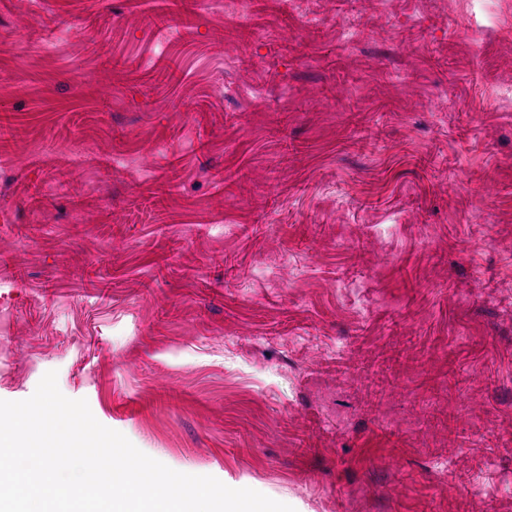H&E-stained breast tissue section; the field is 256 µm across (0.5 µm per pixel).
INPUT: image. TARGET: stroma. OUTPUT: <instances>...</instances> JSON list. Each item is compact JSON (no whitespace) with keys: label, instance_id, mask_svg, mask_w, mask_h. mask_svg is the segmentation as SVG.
Listing matches in <instances>:
<instances>
[{"label":"stroma","instance_id":"obj_1","mask_svg":"<svg viewBox=\"0 0 512 512\" xmlns=\"http://www.w3.org/2000/svg\"><path fill=\"white\" fill-rule=\"evenodd\" d=\"M52 370L295 512H512V0H0V400Z\"/></svg>","mask_w":512,"mask_h":512}]
</instances>
